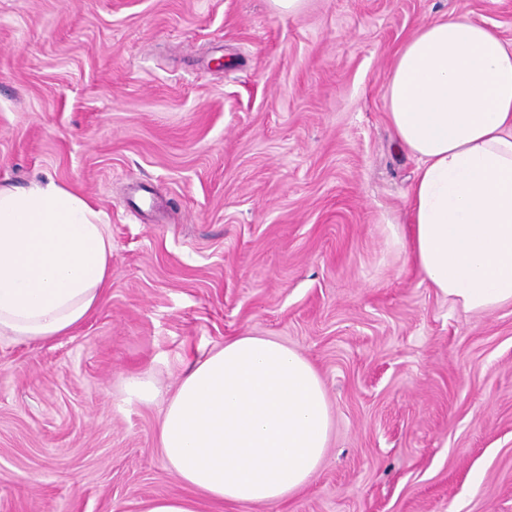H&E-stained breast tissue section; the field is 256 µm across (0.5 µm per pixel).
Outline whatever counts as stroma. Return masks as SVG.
Returning <instances> with one entry per match:
<instances>
[{
    "mask_svg": "<svg viewBox=\"0 0 512 512\" xmlns=\"http://www.w3.org/2000/svg\"><path fill=\"white\" fill-rule=\"evenodd\" d=\"M451 12L512 43V0H0V186L71 190L113 252L70 335L0 337V512L193 497L162 411L239 336L313 365L330 442L287 499L201 512H512V307L450 306L395 239L418 162L387 74Z\"/></svg>",
    "mask_w": 512,
    "mask_h": 512,
    "instance_id": "stroma-1",
    "label": "stroma"
}]
</instances>
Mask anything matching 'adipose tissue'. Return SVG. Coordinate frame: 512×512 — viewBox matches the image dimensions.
Masks as SVG:
<instances>
[{
  "instance_id": "obj_1",
  "label": "adipose tissue",
  "mask_w": 512,
  "mask_h": 512,
  "mask_svg": "<svg viewBox=\"0 0 512 512\" xmlns=\"http://www.w3.org/2000/svg\"><path fill=\"white\" fill-rule=\"evenodd\" d=\"M384 98L418 161L403 246L451 304L512 306V44L466 15L421 24ZM111 267L112 238L82 197L53 182L0 187V336L69 335L100 304ZM330 429L313 366L276 340L240 336L185 364L160 442L210 500L267 505L308 483Z\"/></svg>"
}]
</instances>
